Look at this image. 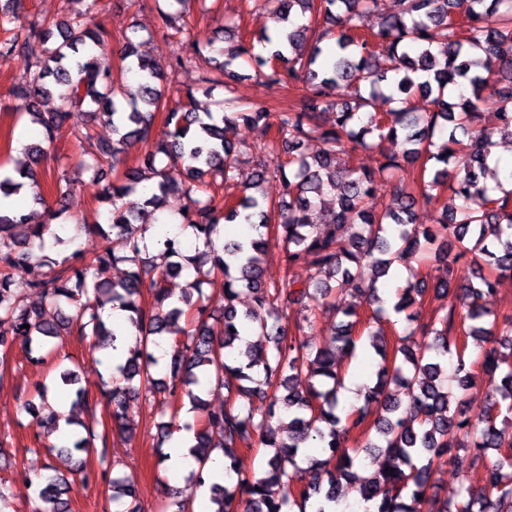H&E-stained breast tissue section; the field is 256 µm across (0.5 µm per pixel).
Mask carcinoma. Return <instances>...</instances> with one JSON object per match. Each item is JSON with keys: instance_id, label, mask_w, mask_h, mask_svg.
I'll use <instances>...</instances> for the list:
<instances>
[{"instance_id": "cac0c4a2", "label": "carcinoma", "mask_w": 512, "mask_h": 512, "mask_svg": "<svg viewBox=\"0 0 512 512\" xmlns=\"http://www.w3.org/2000/svg\"><path fill=\"white\" fill-rule=\"evenodd\" d=\"M6 2L0 12V63L16 54L28 58L12 92L36 103L55 94L57 106L31 113L40 140L28 146L30 165L7 173L0 163V194L9 197L26 186L38 192L36 168L54 149L57 131L74 116L91 113L112 128V137L97 141L91 160L77 162L98 187V199L109 205L104 223L58 224L60 209L48 210L38 223L18 211L0 216V347L19 340L27 358L39 363L52 340L75 331L98 349L115 350L122 328L108 326L104 310L109 303L127 312L136 335L125 361L115 366L117 376L99 388L110 428L97 435L79 418L92 406L87 389L75 390L70 419L86 436L73 448L88 452L98 437L99 463H105L108 435L124 436L126 408L145 390L168 395L176 408L186 399L198 413L190 426V453L197 463L186 478L192 488L205 484L206 465L217 448L233 465L241 447L274 449L262 475L239 473L229 485H210L216 512H326L340 505L341 481L351 479L359 481L365 512H419L440 462L480 474V484L463 487L457 500L443 501L437 512H512V453H500L512 448V436L496 424L499 400L509 401L512 409V340L498 339L499 325L512 332V315L501 317L481 303L512 280V189L503 188L497 167L488 163L495 142L475 125L481 107L492 105L501 135L512 141V0H395L397 9L379 14L377 27L369 29L364 18L377 11L378 0H252L281 25L276 35L263 33L257 39L263 52L257 54L252 43L222 38L225 46L216 50L224 57L219 72L202 76L185 101L170 108L158 81L186 66L190 53L213 47L217 38H200L176 25L177 13L161 9L165 29L180 36L188 53L166 66L144 57L133 28L119 52L137 86H118L89 54L104 41L95 24L99 0H67L65 18L47 23L33 18L26 25L20 23L24 0ZM333 32L332 57L324 64L320 43ZM240 59L252 67L256 80L269 85L289 84L298 72L306 73L300 107L274 112L227 97L221 114L194 111L195 93L209 95L218 86L231 92L224 76L241 78L229 70ZM349 86L358 95L353 105L336 97ZM416 92L428 100L427 111L412 105ZM162 110L160 136L155 118ZM331 110L335 120L328 123L324 114ZM260 124L272 133L264 146L270 162L250 166L228 133ZM310 139L322 144L312 158L300 153ZM386 141L399 153L385 156L382 167L398 176L390 182L388 202L373 210L367 207L377 191L372 176L359 172L340 179L336 163L350 148L374 149ZM134 146L138 154L128 167ZM58 160L51 187L63 205L73 192L71 157ZM165 160L183 166L186 183L168 179ZM406 165L417 173L410 182L400 175ZM272 179L288 199L278 201L264 191ZM228 181L240 182L239 197H219ZM445 184L458 204L442 206L435 224H415L416 205L438 203L435 190ZM172 193L186 199L180 223L204 237L206 250L166 234L147 244L145 232ZM237 220L251 225L255 235L216 246L212 236L221 222ZM80 231L104 240L113 236L123 243L122 251L105 246L90 256L73 252L60 261L45 254V236L66 247ZM271 234L283 244L284 275L269 283L263 264ZM417 254L445 266L464 258L473 278L417 281L395 288L394 299L385 297L390 271ZM119 264L127 269L112 281L108 273ZM301 265L311 271L307 282L291 275ZM18 266L28 270L21 284L13 276ZM190 266L196 279L174 295L169 279ZM205 283L224 301L218 335L208 324ZM347 283L353 303L342 297ZM430 287L437 295L459 294L463 312L446 311L410 327L393 346L383 328L368 332L381 368L375 383L364 385L362 404H341L343 373L336 358L356 355L362 338L360 303L371 308L375 320L390 305L397 313L408 311L407 320L413 322ZM28 294L39 295L40 304L28 303ZM242 294L251 303L240 312L235 301ZM46 305L55 308L56 321L43 318ZM294 308L311 323L318 312L335 310L341 316L337 331L321 345L287 335L288 311ZM246 326L254 339L244 343ZM164 335L172 337V345L169 377L161 381L153 377L157 359L151 348ZM428 336L431 340L424 341ZM471 338L481 341L473 360ZM450 358L455 359L451 370ZM475 367L500 377L478 424L466 415L478 396L472 383ZM205 381L226 390L224 407L216 409L200 396ZM36 396L39 403L26 399L21 408L36 413L39 444L58 448L60 465H48L53 474L34 490L43 503L34 512H71L64 473L71 452L50 441L61 415L48 401V386H38ZM253 397L269 400L258 420L241 403ZM283 415L288 416L287 437L264 433L269 420ZM351 440L357 447H348ZM312 441L325 457L311 459L305 483L295 487L292 469L301 447ZM491 450L498 451L494 461ZM360 451H379L392 463L360 476L353 471L362 463ZM109 487L112 500L129 499L126 512H145L133 484L114 478Z\"/></svg>"}]
</instances>
